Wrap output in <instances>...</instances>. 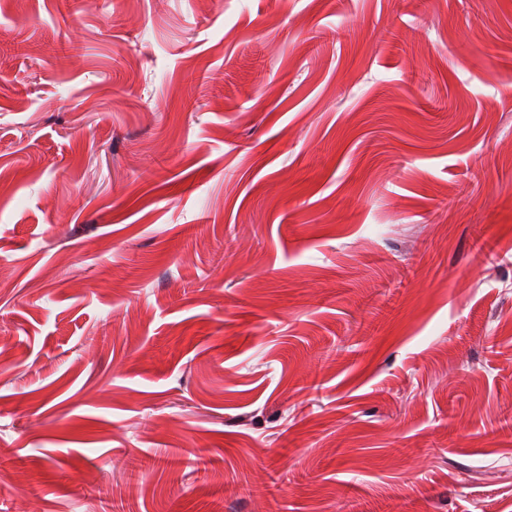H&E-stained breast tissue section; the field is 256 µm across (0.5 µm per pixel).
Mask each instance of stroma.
Returning <instances> with one entry per match:
<instances>
[{
	"label": "stroma",
	"mask_w": 512,
	"mask_h": 512,
	"mask_svg": "<svg viewBox=\"0 0 512 512\" xmlns=\"http://www.w3.org/2000/svg\"><path fill=\"white\" fill-rule=\"evenodd\" d=\"M0 512H512V0H0Z\"/></svg>",
	"instance_id": "stroma-1"
}]
</instances>
